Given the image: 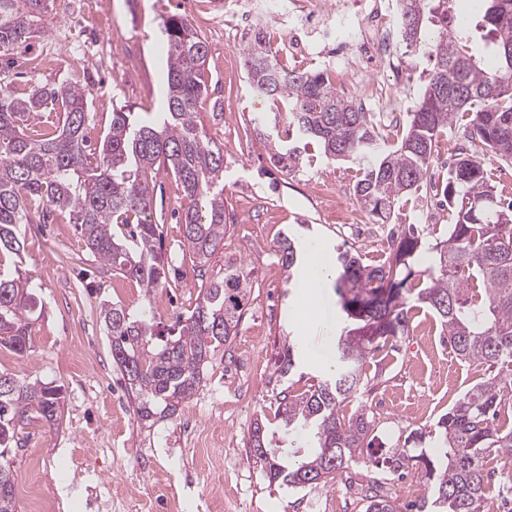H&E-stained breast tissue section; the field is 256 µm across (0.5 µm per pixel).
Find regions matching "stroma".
Here are the masks:
<instances>
[{
  "instance_id": "obj_1",
  "label": "stroma",
  "mask_w": 512,
  "mask_h": 512,
  "mask_svg": "<svg viewBox=\"0 0 512 512\" xmlns=\"http://www.w3.org/2000/svg\"><path fill=\"white\" fill-rule=\"evenodd\" d=\"M183 16L209 44L208 91L197 105L207 137L224 151V207L227 233L212 257L208 276L240 261L252 290L238 334L206 367L200 389L184 412L152 425L137 419L100 323L103 302L132 311L151 307L159 330L195 305L200 281L183 243L179 221L183 199L172 175L155 179L153 208L162 214L163 249L170 266L164 287L146 292L136 282L103 271L88 254L75 225L55 214L43 224L21 228L25 242L21 270L44 306L32 327L31 348L21 358L0 349V371L21 380L60 386L63 408L58 424L25 426L24 441L8 459L16 483L39 460L56 512H98L93 498L110 500L109 512H362L341 481L299 491L269 482L265 465L250 459L254 420L273 417L283 391L301 392L317 384L332 361L340 305L333 283L314 289L308 321L298 319L303 291L295 284L303 268L287 272L279 242L296 224H311L303 246L319 254L336 244L355 248L364 263L381 264L373 248L380 235H399L405 225L448 223L447 211L425 191L403 198L390 222L370 220L353 199L359 177L354 166L315 155L299 172L273 165L253 132L265 116L280 137L288 135L283 108L250 89L243 49L248 34L224 31L223 0H50L40 31L16 45L14 57L41 56L37 71L0 83L30 90L68 79L80 59L88 92L90 141H98L113 109L159 112L165 103V19ZM137 70L135 82L123 69ZM410 336L372 393L360 400L376 419V433L395 441L406 427L433 426L460 394L487 374L485 366L461 362L438 320L413 311ZM299 339L293 375L279 371L286 337ZM415 388L424 408L396 414L381 403L397 388Z\"/></svg>"
}]
</instances>
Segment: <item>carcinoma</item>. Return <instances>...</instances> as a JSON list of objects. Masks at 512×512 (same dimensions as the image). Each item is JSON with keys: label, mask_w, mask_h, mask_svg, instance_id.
Wrapping results in <instances>:
<instances>
[{"label": "carcinoma", "mask_w": 512, "mask_h": 512, "mask_svg": "<svg viewBox=\"0 0 512 512\" xmlns=\"http://www.w3.org/2000/svg\"><path fill=\"white\" fill-rule=\"evenodd\" d=\"M401 42L417 50L426 41L434 65L422 95L396 145L385 141L370 113L336 91L326 70L283 66L262 30L244 48L250 88L288 102L292 134L255 129L270 159L292 173L311 147L330 162L357 167L356 204L386 223L404 196L427 187L448 206L450 224L433 237L415 224L395 237L385 262L363 263L347 244L336 246L335 289L342 323L336 359L319 385L280 401L277 418L288 432L309 430L313 444L295 439L274 447L262 419L249 434V456L269 466L268 479L292 490L315 488L333 474H346L363 460L367 484L357 485L362 512H479L492 481L489 463L512 459V200L484 176L481 159L458 157L448 178L431 180L438 135L466 121L483 152L512 164V0H477L475 27L485 31L492 63L476 57L467 30L451 22L448 0H401ZM48 0H0V56L38 30ZM167 95L164 111L144 119L124 108L112 110L108 131L96 146L86 134L90 112L81 85L80 59L71 79L52 88L19 93L0 88V346L19 357L31 348V319L38 308L34 286L21 277V225L43 219L39 208L67 214L91 256L114 277L149 290L167 280L162 231L153 219V178L159 169L180 182L186 206L184 239L193 266L204 272L224 244V151L197 120L207 92L208 45L184 17L164 21ZM59 113L51 128L30 127L47 108ZM250 285L241 267L201 281L197 303L167 332L153 319L116 303L100 309L110 338L112 361L142 421L173 418L204 379V367L231 344L248 301ZM430 311L462 362L485 364L495 374L474 384L441 415L434 428L405 430L404 440L386 447L375 419L360 404L343 408L374 390L382 376L365 364L410 335L411 312ZM298 342L283 345L281 373L291 372ZM62 389L39 380L22 383L0 374V512H18L10 462L1 449L19 443L24 426L54 425ZM425 488L408 499L387 474L409 473Z\"/></svg>", "instance_id": "cac0c4a2"}]
</instances>
